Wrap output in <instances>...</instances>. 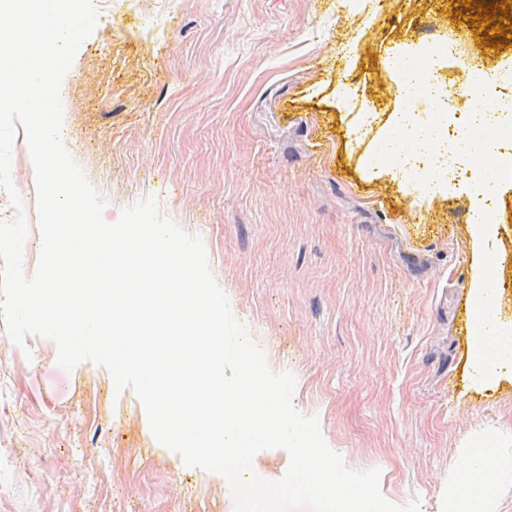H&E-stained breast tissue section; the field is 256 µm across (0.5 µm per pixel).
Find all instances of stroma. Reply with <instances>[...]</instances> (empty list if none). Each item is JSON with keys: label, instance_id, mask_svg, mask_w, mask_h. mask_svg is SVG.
Instances as JSON below:
<instances>
[{"label": "stroma", "instance_id": "1", "mask_svg": "<svg viewBox=\"0 0 512 512\" xmlns=\"http://www.w3.org/2000/svg\"><path fill=\"white\" fill-rule=\"evenodd\" d=\"M97 23L60 88L73 161L116 222L155 196L202 239L235 318L269 368L295 377L346 465L381 471L395 505L454 512L459 463L491 445L512 512V351L477 380L468 315L472 189L422 208L366 174L362 155L397 109L403 46L452 41L512 74L462 0H94ZM376 116L349 146L340 88ZM512 331V165L493 188ZM28 352L0 321V512H235L227 480L186 467L154 437L132 389L105 368L67 371L49 340Z\"/></svg>", "mask_w": 512, "mask_h": 512}]
</instances>
